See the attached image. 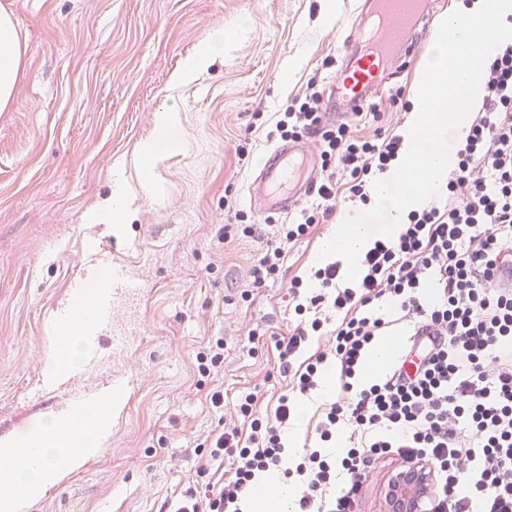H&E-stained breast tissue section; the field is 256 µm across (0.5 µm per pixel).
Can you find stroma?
I'll use <instances>...</instances> for the list:
<instances>
[{"label":"stroma","instance_id":"stroma-1","mask_svg":"<svg viewBox=\"0 0 512 512\" xmlns=\"http://www.w3.org/2000/svg\"><path fill=\"white\" fill-rule=\"evenodd\" d=\"M323 0H0L16 19L24 67L10 107L0 112V438L35 429L60 397L31 401L44 372L53 311L72 278L86 275L89 246L111 250L142 285L119 323L138 329L135 343L113 352L82 381L100 393L111 379L138 375L99 453L29 512H160L195 477L194 446L217 417L198 385L195 356L224 339V403L258 393L273 411L284 384L275 335L293 314L288 284L308 277L335 219L291 246L280 278L242 300L240 274L257 258L261 235L225 239L224 199L251 210L247 185L276 145L275 114L320 75L326 111H337L333 86L342 73V39L357 0H336L330 27ZM248 27L194 82L174 74L212 30ZM415 57L370 98L360 135L401 132L422 74ZM400 94L393 105L392 94ZM174 104L180 150L153 172L144 196L138 158L153 133V114ZM246 146L239 159L238 146ZM122 168L133 220L123 237L90 222ZM264 336L248 340L249 329Z\"/></svg>","mask_w":512,"mask_h":512}]
</instances>
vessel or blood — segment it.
I'll list each match as a JSON object with an SVG mask.
<instances>
[{
  "label": "vessel or blood",
  "mask_w": 512,
  "mask_h": 512,
  "mask_svg": "<svg viewBox=\"0 0 512 512\" xmlns=\"http://www.w3.org/2000/svg\"><path fill=\"white\" fill-rule=\"evenodd\" d=\"M359 19L344 35V101L349 111L363 110L371 92L390 72L403 69L431 22L428 0H361ZM318 166L303 141H287L269 150L249 186L250 200L261 214L283 216L305 194ZM110 268L112 282L99 292L90 308L91 348L85 357L93 366L105 359L102 339L124 347L126 338L115 320L117 303L132 302L138 290L122 267L113 265L110 251L101 249L87 260Z\"/></svg>",
  "instance_id": "1"
}]
</instances>
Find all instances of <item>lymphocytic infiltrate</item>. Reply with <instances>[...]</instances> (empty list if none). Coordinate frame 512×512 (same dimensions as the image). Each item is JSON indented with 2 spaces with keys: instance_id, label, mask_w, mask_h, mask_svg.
Here are the masks:
<instances>
[{
  "instance_id": "1",
  "label": "lymphocytic infiltrate",
  "mask_w": 512,
  "mask_h": 512,
  "mask_svg": "<svg viewBox=\"0 0 512 512\" xmlns=\"http://www.w3.org/2000/svg\"><path fill=\"white\" fill-rule=\"evenodd\" d=\"M482 81V103L442 197L409 211L396 238L373 243L354 286H341L345 272L336 261L316 268L310 282L291 281L295 320L275 341L288 383L273 413L262 412L252 392L225 407L215 383L223 338L197 352L218 421L195 481L167 502V512H243L247 491L275 470L299 490L294 512H361L379 461L396 471L429 469L425 512H512V283L498 274L512 263V41L499 46ZM322 112L313 77L273 129L283 139H310L321 160L313 201L298 221L260 227L234 212L243 235L266 236L244 287L278 277L289 246L335 212L338 182L368 201L373 177L403 154L401 135L364 137L348 122L323 124ZM381 298L410 324L412 339L383 376L363 384L366 354L387 326L371 308ZM315 336L327 337L324 350H309ZM329 372L338 393L318 414L320 443L289 453L296 401ZM341 425L350 445L336 453L327 444Z\"/></svg>"
}]
</instances>
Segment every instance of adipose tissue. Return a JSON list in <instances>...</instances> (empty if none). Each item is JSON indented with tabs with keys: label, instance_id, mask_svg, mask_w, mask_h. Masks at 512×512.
Instances as JSON below:
<instances>
[{
	"label": "adipose tissue",
	"instance_id": "adipose-tissue-1",
	"mask_svg": "<svg viewBox=\"0 0 512 512\" xmlns=\"http://www.w3.org/2000/svg\"><path fill=\"white\" fill-rule=\"evenodd\" d=\"M23 55L14 18L10 11L1 8L0 110L6 109L13 99ZM80 331L76 324L52 331L45 359L47 373L57 375L73 369L83 352L78 338ZM122 402V395L117 392L111 399L78 408L70 414L72 428L82 431L85 447L93 451L100 447ZM68 431L59 426L56 415L52 414L38 429L18 438L0 439V512H28L47 487L59 483L67 472L84 464L83 454L72 449ZM19 446L31 449V456L16 459L14 450ZM295 499L294 487L281 482L279 476L264 475L259 478L257 489L248 494L247 510L293 512Z\"/></svg>",
	"mask_w": 512,
	"mask_h": 512
}]
</instances>
